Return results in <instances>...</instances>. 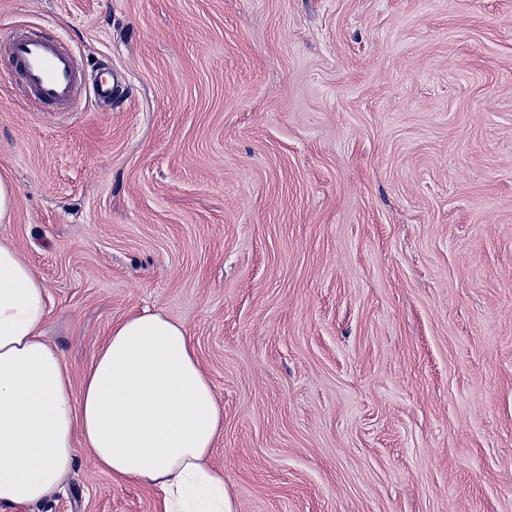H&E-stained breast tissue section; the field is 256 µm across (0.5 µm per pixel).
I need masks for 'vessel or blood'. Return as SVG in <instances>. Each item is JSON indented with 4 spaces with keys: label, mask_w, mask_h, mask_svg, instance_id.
I'll return each mask as SVG.
<instances>
[{
    "label": "vessel or blood",
    "mask_w": 512,
    "mask_h": 512,
    "mask_svg": "<svg viewBox=\"0 0 512 512\" xmlns=\"http://www.w3.org/2000/svg\"><path fill=\"white\" fill-rule=\"evenodd\" d=\"M10 45L14 72L31 102L75 111L82 87V71L74 56L58 41L12 29Z\"/></svg>",
    "instance_id": "1"
}]
</instances>
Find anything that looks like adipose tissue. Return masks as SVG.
<instances>
[{"label": "adipose tissue", "instance_id": "1", "mask_svg": "<svg viewBox=\"0 0 512 512\" xmlns=\"http://www.w3.org/2000/svg\"><path fill=\"white\" fill-rule=\"evenodd\" d=\"M48 316L45 283L0 242V512L54 498L80 448L156 489V512H236L211 462L224 408L187 328L158 312L113 322L77 383Z\"/></svg>", "mask_w": 512, "mask_h": 512}]
</instances>
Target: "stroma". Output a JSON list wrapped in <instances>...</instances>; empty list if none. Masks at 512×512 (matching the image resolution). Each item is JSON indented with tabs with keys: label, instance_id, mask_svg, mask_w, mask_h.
<instances>
[{
	"label": "stroma",
	"instance_id": "obj_1",
	"mask_svg": "<svg viewBox=\"0 0 512 512\" xmlns=\"http://www.w3.org/2000/svg\"><path fill=\"white\" fill-rule=\"evenodd\" d=\"M111 101L38 110L4 43ZM6 238L81 380L182 322L237 512H512V0H0ZM78 451L25 512H155Z\"/></svg>",
	"mask_w": 512,
	"mask_h": 512
}]
</instances>
